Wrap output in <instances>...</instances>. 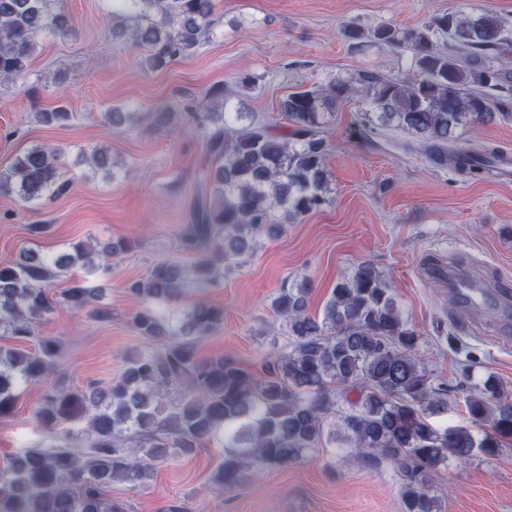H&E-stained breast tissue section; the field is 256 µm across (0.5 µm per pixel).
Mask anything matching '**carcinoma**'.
Instances as JSON below:
<instances>
[{"label": "carcinoma", "instance_id": "cac0c4a2", "mask_svg": "<svg viewBox=\"0 0 512 512\" xmlns=\"http://www.w3.org/2000/svg\"><path fill=\"white\" fill-rule=\"evenodd\" d=\"M112 15L116 36L150 47L156 67L192 55L216 23L215 0H112ZM72 30L63 0H0V81L26 72L42 33ZM343 33L358 51L412 54L407 73L359 75L367 124L416 134L439 165L472 175L492 166L495 149L448 145L467 123L512 119V71L496 65L512 44V25L495 14L458 10L417 27L349 24ZM354 92L336 79L289 94L279 106L284 132L234 107L220 86L188 113L211 158L198 174L202 194L181 232L183 250L197 259L190 267L162 260L147 277L128 282L136 304L131 322L161 349L128 355L109 385L89 380L71 390L49 382L61 342L38 335L37 326L53 308L47 288L59 273L78 267L104 278L110 260L134 244L120 239L98 253L81 241L56 256L26 250L0 264V330L16 341L0 345V419L13 413L21 389L42 385L36 418L51 438L0 467V512H126L105 497L113 483L141 484L158 463L213 442L221 456L215 482L224 489L255 466L286 465L338 445L362 464L394 465L403 512H439L436 479L448 463L494 457L512 443V392L489 375L465 402L471 421L483 426L481 436L430 421L448 412V392L433 386L421 366L420 336L370 263L339 281L319 314L308 311V280L279 288L271 308L284 318L290 341L269 355L263 377L231 359L197 354L199 340L224 323V311L180 308L185 282L219 284L246 263L261 238L326 203L322 119ZM71 118L62 107L40 114L50 126ZM61 177L58 153L34 146L0 171V194L38 204L61 189ZM212 247L224 250V264L207 255ZM101 292L78 278L64 301L108 320L111 311L98 304ZM349 386L359 396L345 409L340 398Z\"/></svg>", "mask_w": 512, "mask_h": 512}]
</instances>
